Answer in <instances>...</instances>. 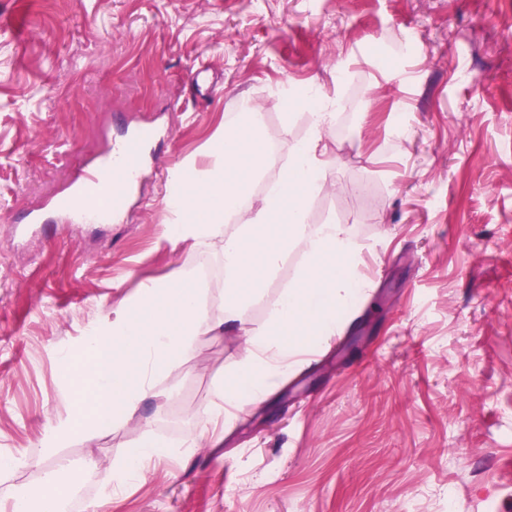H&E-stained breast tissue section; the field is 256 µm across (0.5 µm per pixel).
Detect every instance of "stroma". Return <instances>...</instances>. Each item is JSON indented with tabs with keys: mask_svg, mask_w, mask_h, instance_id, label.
<instances>
[{
	"mask_svg": "<svg viewBox=\"0 0 512 512\" xmlns=\"http://www.w3.org/2000/svg\"><path fill=\"white\" fill-rule=\"evenodd\" d=\"M316 81L348 108L324 143L315 221L345 225L370 288L322 356L150 466L105 512H512V7L506 0H0V455L56 448L93 512L103 465L196 431L239 357L169 376L139 421L58 441L76 397L58 353L147 281L214 255L164 238L171 170L251 103L285 161L308 132L268 99ZM405 110L411 137L389 135ZM153 139L120 221L47 206L140 127ZM35 228H24L28 213Z\"/></svg>",
	"mask_w": 512,
	"mask_h": 512,
	"instance_id": "obj_1",
	"label": "stroma"
}]
</instances>
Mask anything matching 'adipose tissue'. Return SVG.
Here are the masks:
<instances>
[{
	"label": "adipose tissue",
	"instance_id": "adipose-tissue-1",
	"mask_svg": "<svg viewBox=\"0 0 512 512\" xmlns=\"http://www.w3.org/2000/svg\"><path fill=\"white\" fill-rule=\"evenodd\" d=\"M271 105L285 114L304 108L310 116L308 134L289 146L288 162L279 170L270 167L274 143L262 116L247 105L209 141L211 167L200 171L183 163L171 173L159 224L171 242H192L221 261L218 287H210L196 269H179L174 279L120 301L77 347L61 350L62 387L79 390L80 399L55 428V438L126 427L144 403L170 399L163 383L194 355L200 337L240 338L238 360L199 413L200 430L183 440L194 451L214 417L265 398L277 378L335 336L365 284L359 251L345 228L310 218V200L327 186L322 141L335 120L336 101L310 81L280 90ZM296 251L302 255L296 276L271 293ZM259 303L267 319L253 326L248 311ZM173 454L149 437L105 470L121 482L141 475L147 461ZM77 479L74 470L55 468L14 499L12 512H28L33 501L45 512H59Z\"/></svg>",
	"mask_w": 512,
	"mask_h": 512
}]
</instances>
